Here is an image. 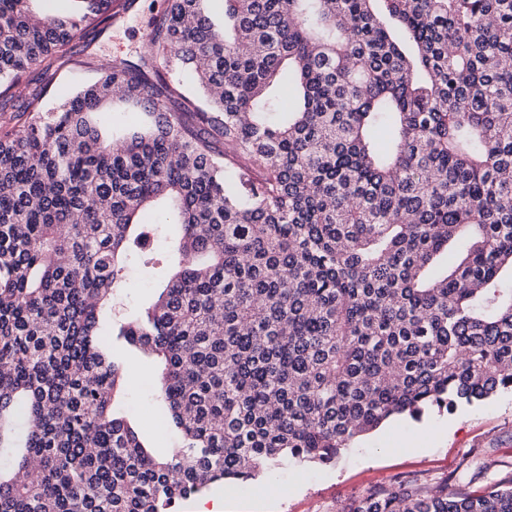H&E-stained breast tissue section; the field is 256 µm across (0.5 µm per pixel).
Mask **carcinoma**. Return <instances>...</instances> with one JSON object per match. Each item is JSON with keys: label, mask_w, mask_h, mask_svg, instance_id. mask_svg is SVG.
Returning a JSON list of instances; mask_svg holds the SVG:
<instances>
[{"label": "carcinoma", "mask_w": 512, "mask_h": 512, "mask_svg": "<svg viewBox=\"0 0 512 512\" xmlns=\"http://www.w3.org/2000/svg\"><path fill=\"white\" fill-rule=\"evenodd\" d=\"M33 2L0 0V98L135 0ZM209 2L0 118V512H178L512 391V0ZM162 239L176 272L112 314ZM120 347L161 364L166 455L114 406ZM352 512H512V471ZM155 288H157L155 282H149L139 275L138 271H132L126 288L121 290L116 305V314L123 315L138 312L152 300L156 292Z\"/></svg>", "instance_id": "obj_1"}]
</instances>
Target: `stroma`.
I'll list each match as a JSON object with an SVG mask.
<instances>
[{"label": "stroma", "mask_w": 512, "mask_h": 512, "mask_svg": "<svg viewBox=\"0 0 512 512\" xmlns=\"http://www.w3.org/2000/svg\"><path fill=\"white\" fill-rule=\"evenodd\" d=\"M163 0H136L117 24L103 33L76 40L70 59L54 76L31 71L16 88L13 105L22 104L46 82L69 90L88 78L85 59L109 64L136 59L150 50L145 36L152 12ZM154 363L135 359L128 374L123 405L140 420L139 429L158 453L176 443L175 434L158 427ZM512 471V392L501 393L477 407L454 412L433 411L420 420L393 417L354 442L331 464H288L264 471L250 484L212 486L208 497L223 499V512H350L369 490L419 476L435 482L451 480L485 487Z\"/></svg>", "instance_id": "35a3bbf8"}]
</instances>
